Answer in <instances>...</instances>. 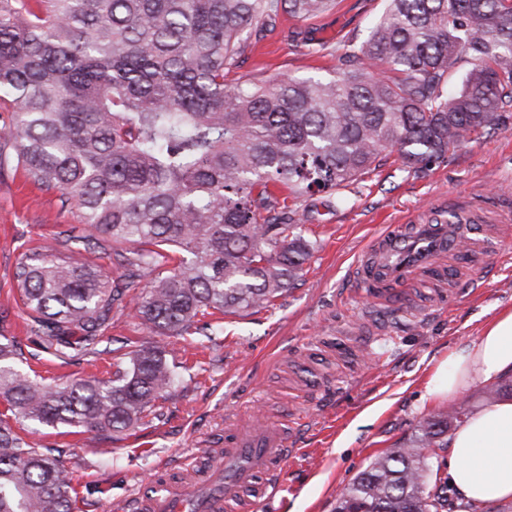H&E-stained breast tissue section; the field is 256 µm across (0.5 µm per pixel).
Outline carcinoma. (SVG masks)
<instances>
[{
  "label": "carcinoma",
  "instance_id": "1",
  "mask_svg": "<svg viewBox=\"0 0 512 512\" xmlns=\"http://www.w3.org/2000/svg\"><path fill=\"white\" fill-rule=\"evenodd\" d=\"M334 0H0V157L112 246L124 287L84 257L34 246L13 279L40 352L61 365L98 352L136 293L133 318L181 336L198 317L268 308L313 245L297 202L335 193L397 151L416 175L496 129L512 108V0H386L366 67L266 83L242 75L250 39ZM470 66L448 91V71ZM383 69L374 74L370 64ZM271 182L288 185L279 198ZM0 333V512H75L65 461L22 436L27 422L122 433L157 415L180 364L143 342L107 379L31 377ZM512 395L504 379L484 392ZM465 404L420 418L336 494V512H473L438 478Z\"/></svg>",
  "mask_w": 512,
  "mask_h": 512
}]
</instances>
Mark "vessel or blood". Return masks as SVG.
Segmentation results:
<instances>
[{
	"label": "vessel or blood",
	"instance_id": "obj_1",
	"mask_svg": "<svg viewBox=\"0 0 512 512\" xmlns=\"http://www.w3.org/2000/svg\"><path fill=\"white\" fill-rule=\"evenodd\" d=\"M512 238V220L488 223L479 210L460 212L455 220L426 217L409 225L391 224L372 240L352 268L374 305H388L402 286L423 270L439 267L448 254L486 256ZM225 460L206 485H161L147 498L145 512H259L279 491L292 440L282 428L253 417L229 434Z\"/></svg>",
	"mask_w": 512,
	"mask_h": 512
}]
</instances>
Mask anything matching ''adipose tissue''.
I'll list each match as a JSON object with an SVG mask.
<instances>
[{
    "label": "adipose tissue",
    "mask_w": 512,
    "mask_h": 512,
    "mask_svg": "<svg viewBox=\"0 0 512 512\" xmlns=\"http://www.w3.org/2000/svg\"><path fill=\"white\" fill-rule=\"evenodd\" d=\"M512 372V309L501 312L474 343L434 369L426 390L455 397L474 383H492ZM445 474L475 512L512 499V396L465 417L448 436Z\"/></svg>",
    "instance_id": "ef3b65f1"
}]
</instances>
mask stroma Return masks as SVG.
<instances>
[{"mask_svg": "<svg viewBox=\"0 0 512 512\" xmlns=\"http://www.w3.org/2000/svg\"><path fill=\"white\" fill-rule=\"evenodd\" d=\"M385 0H336L309 20L280 19L265 35L271 54L248 50L242 73L260 80L327 77L345 68L348 50L361 46ZM442 206L451 217L466 209L512 216V112L492 134L462 145L421 175L398 155L341 196L318 192L300 207L299 229L314 251L298 280L273 307L221 319L212 337L196 341L152 336L118 314L110 335L154 341L179 370L161 406L164 416L111 438L94 432L31 435L38 448L67 452L66 477L78 512H104L145 494L158 481L205 483L224 454L226 436L255 412L269 422L296 419L298 452L289 458L284 486L263 512H334L341 487L370 459L398 446L425 415L448 408L426 394L431 368L476 341L504 309H512V240L497 254L467 258L465 275L451 274L438 293L430 272L410 286L420 320L401 306L368 307L349 276L361 250L386 224H399ZM88 229L59 194L43 192L22 169H0V328L27 338L26 315L13 281L22 252L39 244L56 254L81 252ZM119 352L80 356L70 364L31 360L50 381L104 377Z\"/></svg>", "mask_w": 512, "mask_h": 512, "instance_id": "1", "label": "stroma"}]
</instances>
